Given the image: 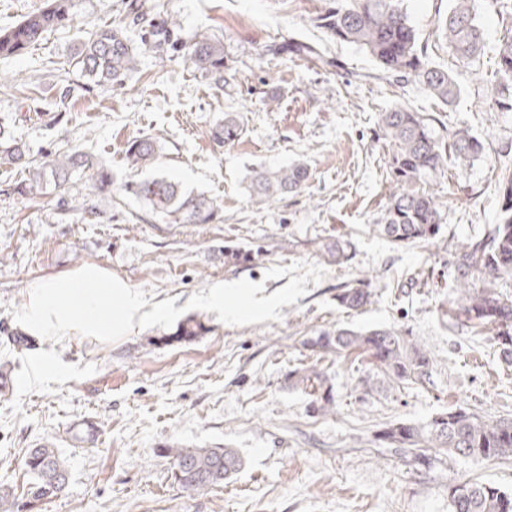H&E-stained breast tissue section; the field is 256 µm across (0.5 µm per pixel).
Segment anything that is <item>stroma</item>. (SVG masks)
<instances>
[{"mask_svg": "<svg viewBox=\"0 0 512 512\" xmlns=\"http://www.w3.org/2000/svg\"><path fill=\"white\" fill-rule=\"evenodd\" d=\"M127 2L76 0L73 22L0 58V127L29 159L79 151L112 172L111 193L95 192L79 171L31 199L15 191L27 171L0 166V377L12 382L0 389V484L25 491L26 449L50 443L67 458L70 478L41 512H450L449 485L512 491V459L437 454L418 464L376 440L388 423H424L458 406L512 419V365L491 333L474 335L456 319L448 262L461 239L493 230L503 202L512 112L493 107L490 93L512 0H476L486 45L469 61L438 35L453 0H405L431 60L461 89L447 106L319 28L315 19L333 0H144L152 17L174 15L182 38L223 42V89L183 54L162 59L142 47L132 26L127 34L141 47L135 72L120 87L97 84L75 66V49L97 27L124 22ZM302 45L319 60L300 55ZM272 97L278 106L270 110ZM399 101L448 130L467 129L483 146L469 161L448 158L433 176L444 204L440 231L404 249L373 229L389 186L378 118ZM228 112L240 115L242 130L220 146L211 132ZM143 135L160 145L156 171L216 199L219 220L166 224L123 191L138 176L125 144ZM296 162L308 166L304 191L251 201L252 169ZM336 237L349 242V261L327 265L278 321L229 326L201 310L207 331L189 342L159 326L113 343L13 341L22 331L13 310L26 305L29 283L87 263L145 290L150 303L171 298L180 308L193 293L242 278L273 294L289 279H266L269 268L317 262L312 240ZM230 246L257 257L225 264ZM362 278L370 304L342 309L338 287ZM338 325L401 329L432 355L429 382L388 386L364 357L339 361L305 347L314 332ZM311 363L333 389L334 415L311 416L308 396L285 381ZM218 444L244 459L227 483L192 491L175 482L169 449Z\"/></svg>", "mask_w": 512, "mask_h": 512, "instance_id": "stroma-1", "label": "stroma"}]
</instances>
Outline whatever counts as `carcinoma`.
<instances>
[{
    "label": "carcinoma",
    "instance_id": "obj_1",
    "mask_svg": "<svg viewBox=\"0 0 512 512\" xmlns=\"http://www.w3.org/2000/svg\"><path fill=\"white\" fill-rule=\"evenodd\" d=\"M75 0H48V5L0 32V57L18 56L36 45L45 33L72 21ZM126 18L134 26L148 28L144 45L164 55L184 50L194 68L216 88L224 89V45L200 34L188 43L174 37L177 21L173 16L154 23L140 0H130ZM320 28L331 37L353 43L368 52L384 72L406 81L413 80L431 97L444 105L453 101L457 86L448 71L435 65L427 47L419 43L403 0H339L317 17ZM441 36L461 59L471 60L485 47V34L478 23L472 0H454L440 24ZM138 53L126 35V28L104 25L80 42L74 54L75 64L98 83L122 86L137 69ZM499 90L506 96L512 89V33L503 36L497 46ZM241 116L224 114L212 131L218 143H229L238 136ZM380 130L389 146L387 175L390 193L385 222L376 225L397 248L414 247L435 237L440 229L442 205L430 190L428 179L447 162V155L468 161L482 150L481 143L463 129L440 135L433 120L404 103H396L380 114ZM159 153L154 137H135L127 141L125 156L133 169L152 166ZM25 146L0 133V162L24 164ZM87 156L74 152L57 155L49 161L28 167L24 192L41 191L46 177L62 184L79 168H90ZM308 168L303 163L278 167H259L252 171L248 191L260 203L272 202L305 187ZM502 185L506 204L498 224L483 238L461 240L452 253L450 264L456 272L457 288L452 301L455 312L477 329L489 328L501 347L505 361H512V298L496 291L497 281L512 278V168L503 170ZM93 187L99 194L112 192V172L97 168ZM124 190L136 197L165 224H210L219 204L202 193L187 192L164 174L128 182ZM315 252L326 262L343 264L349 260V242L311 241ZM481 280L476 286L474 280ZM370 284L363 279L344 285L336 294L338 305L350 310L365 306L370 299ZM205 326L197 318H188L171 333L172 338L189 341L203 334ZM303 345L324 355L345 358L364 354L383 379L393 385L425 384L430 380L433 360L416 340L395 328L365 332L347 328L323 330L307 338ZM288 387L307 393L309 410L327 416L336 412L337 402L327 378L316 366L301 365L286 376ZM388 448L413 454L415 461L430 453H447L481 459L512 458V419L486 421L465 407L442 411L424 424L394 422L377 434ZM174 460V479L183 488L198 490L224 483L243 466L233 448H170ZM26 467L32 481L27 490L31 503L51 499L69 481V466L58 449L40 445L28 450ZM450 512H512V493L490 483L463 482L448 486ZM13 488L0 485V512H22Z\"/></svg>",
    "mask_w": 512,
    "mask_h": 512
}]
</instances>
